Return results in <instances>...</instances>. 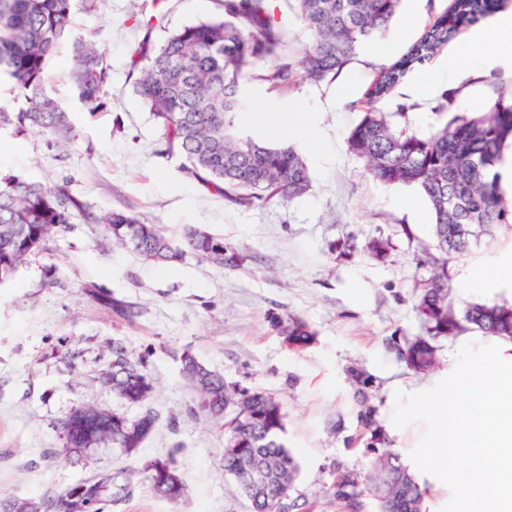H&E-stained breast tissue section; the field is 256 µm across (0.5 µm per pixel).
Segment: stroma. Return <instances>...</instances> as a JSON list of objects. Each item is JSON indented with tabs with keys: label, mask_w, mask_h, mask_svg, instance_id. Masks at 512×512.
I'll return each mask as SVG.
<instances>
[{
	"label": "stroma",
	"mask_w": 512,
	"mask_h": 512,
	"mask_svg": "<svg viewBox=\"0 0 512 512\" xmlns=\"http://www.w3.org/2000/svg\"><path fill=\"white\" fill-rule=\"evenodd\" d=\"M451 0H403V12L373 44L357 52L337 74L320 83L285 88L248 83V101L262 119L251 129L266 140L301 147L310 189L292 202L252 208L228 205L223 197L189 179L181 161L161 156V131L135 95L132 47L142 39L160 46L183 26L217 18L215 0H94L79 10L74 28L94 35L110 68L107 107L80 109L67 56L52 58L47 88L73 111L74 144L50 147L31 131L0 136V165L26 179L68 183L88 212L119 209L162 226L179 242L184 225L223 237L243 255L235 268H219L186 256L183 262L147 263L113 245L103 225L75 219L68 232L50 240L8 280L0 282V496L39 499L94 475L138 468L178 448L186 485L180 501L156 497L149 483L133 479L126 498L105 512H250V503L223 467L224 423L198 408V393L182 376L180 355L191 352L227 383L265 390L283 404V442L300 465L293 495L313 512H342L328 492L336 471L362 476L371 439L360 423L363 407L387 448L409 456L422 424L396 427V392L412 393L447 369L461 347L479 345L474 331L438 343L434 371L419 374L399 361L390 339L420 335L415 286L428 278L433 252L430 206L414 187L374 178L347 149L349 131L360 121L367 93L381 67L403 54L429 21ZM275 18L288 33L283 57L300 63L306 36L286 0H274ZM415 10L408 35L404 13ZM487 47L465 31L426 66L415 69L381 102L385 112L410 105L407 125L425 133L443 118L435 112L449 97L455 112L512 105V67L487 61ZM467 54L470 70L456 64ZM303 113L316 137L306 149L302 132L275 128L281 112ZM383 239V258L368 250ZM512 251V225L493 241L448 263L455 309L472 302L512 303V288L492 291L473 281L472 269L490 267ZM134 304L130 322L113 317L100 297ZM301 316L316 333L301 351L283 343L271 317ZM120 343L132 354L147 353L158 415L153 433L134 457L112 447L77 458L66 456L60 423L74 408L90 406L128 419L140 414L104 385L100 376ZM373 385L358 393L352 372Z\"/></svg>",
	"instance_id": "1"
}]
</instances>
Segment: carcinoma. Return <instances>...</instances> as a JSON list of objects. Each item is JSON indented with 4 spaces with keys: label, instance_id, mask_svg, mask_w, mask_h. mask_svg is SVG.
Segmentation results:
<instances>
[{
    "label": "carcinoma",
    "instance_id": "cac0c4a2",
    "mask_svg": "<svg viewBox=\"0 0 512 512\" xmlns=\"http://www.w3.org/2000/svg\"><path fill=\"white\" fill-rule=\"evenodd\" d=\"M92 0H0V85L9 86L11 103L0 101V133L32 130L47 143L64 146L77 133L72 111L52 97L45 82L47 61L61 51L73 62L72 81L79 103L89 112L106 107L110 74L93 37L73 31V16ZM222 17L187 25L158 48L143 42L131 54L140 71L134 92L149 107L162 132L161 153L183 160L182 171L239 206L272 200L291 201L310 188L300 150L287 143L259 140L245 132L240 117L247 108L250 80L274 87L299 77L321 82L337 73L356 50L382 38L398 14L402 0H292L302 19L308 45L300 68L283 61L270 70L263 64L282 50L285 31L275 21L270 0H217ZM499 8V0H452L449 12L428 25L396 61L380 69L363 106L361 120L347 136L348 148L363 159L370 173L390 184L416 187L434 216L432 233L440 256L434 270L417 286L415 309L424 334L394 344L411 370L425 373L436 365V343L464 332L512 340V306L474 303L462 312L450 300L448 260L470 253L494 236L496 226L512 223V207L504 200L501 175L507 140L512 138V108L494 105L486 112L456 115L427 135L398 128L412 106L391 113L378 104L416 68L434 56L459 32ZM83 203L66 185L47 186L11 172H0V282L13 276L32 254L46 249L65 232ZM86 218L104 226L112 242L152 263L180 262L190 253L220 268L236 267L240 254L224 238L199 227L182 230V246L172 245L156 224H145L120 210ZM291 349L302 350L315 332L299 316L274 320ZM182 369L199 367V378L186 377L197 390L200 409L224 423V474L250 494L252 512H309L308 501L291 498L299 464L281 441L286 414L272 394L228 384L224 376L202 365L191 353L180 355ZM103 382L112 392L143 408L135 420L115 412L79 407L61 423L69 453L82 457L100 445H112L132 456L153 432L157 414L148 405L153 384L145 356L133 357L121 344ZM173 448L165 459L145 462L127 479L141 475L154 494L179 501L185 484ZM371 456L368 492L379 512H423L426 490L391 449H365ZM254 470L265 473V486L248 492ZM357 480L339 472L333 496L347 512H357ZM106 480L94 477L36 501L39 512H103Z\"/></svg>",
    "mask_w": 512,
    "mask_h": 512
}]
</instances>
